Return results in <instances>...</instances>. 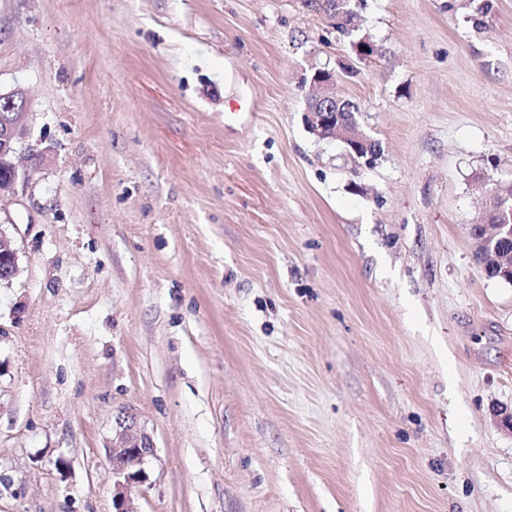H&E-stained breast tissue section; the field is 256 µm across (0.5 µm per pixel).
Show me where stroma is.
I'll list each match as a JSON object with an SVG mask.
<instances>
[{"instance_id":"stroma-1","label":"stroma","mask_w":512,"mask_h":512,"mask_svg":"<svg viewBox=\"0 0 512 512\" xmlns=\"http://www.w3.org/2000/svg\"><path fill=\"white\" fill-rule=\"evenodd\" d=\"M352 2L363 60L301 0H0V512H113L127 415L133 512H512V284L471 237L512 0ZM318 68L373 166L306 129ZM26 95L21 89H13L8 92L0 91V105L5 112L1 111L0 117L6 116L10 112V118L7 122L0 124V163L9 167L5 179H0V195L2 192L13 191L19 182H25L28 178L27 170H20L14 162L18 152V147L25 140L28 134L27 128V109L25 105ZM6 267V272L1 275L0 284L10 282L19 273V251L3 225L0 224V266ZM119 428L112 439L113 512H133L129 494L149 481L147 465L155 455V446L150 436L133 430L134 417H124Z\"/></svg>"}]
</instances>
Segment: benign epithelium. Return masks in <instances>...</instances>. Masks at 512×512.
<instances>
[{"mask_svg":"<svg viewBox=\"0 0 512 512\" xmlns=\"http://www.w3.org/2000/svg\"><path fill=\"white\" fill-rule=\"evenodd\" d=\"M314 89L306 101L304 121L309 132L320 139L338 138L355 155L360 156V146H374L369 158L381 151L378 142L364 136L354 121L344 119L336 112V72L317 70L310 80ZM26 100L21 89L0 91V107L10 113L7 122L0 124V163L9 167L0 179V193L15 189L26 181L28 171L21 170L14 162L18 147L28 134L27 109L17 103ZM477 187L486 190L490 202L487 215L490 220L479 224L480 230L472 234L475 257L485 258L496 267L512 270V182H497L490 189L486 181L478 179ZM0 264L6 272L0 274V284L10 283L19 273V251L3 225L0 224ZM135 422L127 416L119 422V430L112 438V504L114 512H133L129 494L149 481L147 465L155 455L150 436L134 431Z\"/></svg>","mask_w":512,"mask_h":512,"instance_id":"benign-epithelium-1","label":"benign epithelium"}]
</instances>
